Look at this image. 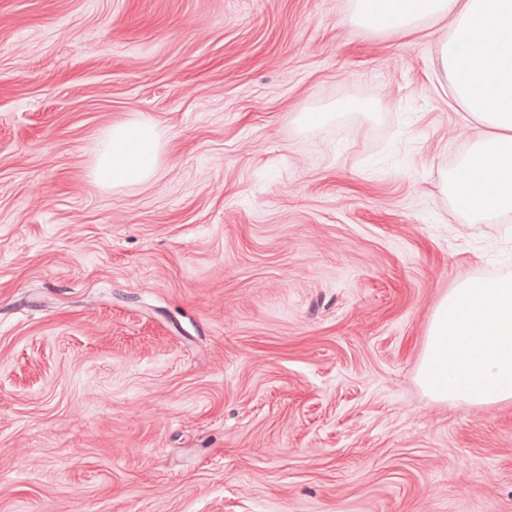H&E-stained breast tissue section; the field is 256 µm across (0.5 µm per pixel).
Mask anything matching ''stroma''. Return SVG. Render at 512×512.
Returning a JSON list of instances; mask_svg holds the SVG:
<instances>
[{"mask_svg":"<svg viewBox=\"0 0 512 512\" xmlns=\"http://www.w3.org/2000/svg\"><path fill=\"white\" fill-rule=\"evenodd\" d=\"M449 27L0 0V512H512V402L419 380L441 298L512 275V216L446 192ZM142 117L155 177L93 187Z\"/></svg>","mask_w":512,"mask_h":512,"instance_id":"1","label":"stroma"}]
</instances>
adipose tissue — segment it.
<instances>
[{
    "label": "adipose tissue",
    "mask_w": 512,
    "mask_h": 512,
    "mask_svg": "<svg viewBox=\"0 0 512 512\" xmlns=\"http://www.w3.org/2000/svg\"><path fill=\"white\" fill-rule=\"evenodd\" d=\"M352 18L370 31L450 20L436 60L454 100L485 130L462 158L449 193L471 221L512 213V0H350ZM166 145L155 122L108 127L94 146L92 181L119 187L151 179Z\"/></svg>",
    "instance_id": "adipose-tissue-1"
}]
</instances>
